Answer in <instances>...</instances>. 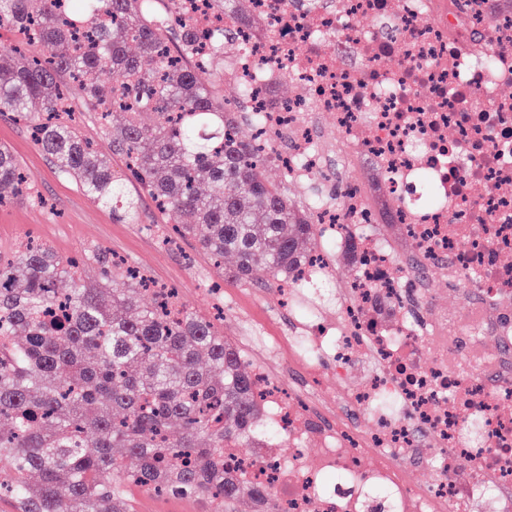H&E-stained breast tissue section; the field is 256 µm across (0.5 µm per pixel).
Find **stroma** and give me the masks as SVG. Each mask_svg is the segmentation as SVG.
Returning a JSON list of instances; mask_svg holds the SVG:
<instances>
[{"label": "stroma", "mask_w": 512, "mask_h": 512, "mask_svg": "<svg viewBox=\"0 0 512 512\" xmlns=\"http://www.w3.org/2000/svg\"><path fill=\"white\" fill-rule=\"evenodd\" d=\"M0 143L7 145L42 199L33 205L20 200L0 207V252L10 253L33 238L56 251L72 255L102 248L140 268L158 284L178 291L199 315L215 318L218 331L238 342L264 331L286 336L293 329L275 289L266 286L265 275L242 284L225 277L235 260H224L216 270L184 243L166 244V227L154 223V202L140 201V221L122 224L108 209L88 199L74 181L60 175L33 142L24 122L0 112ZM136 512H214V504L188 497L133 491Z\"/></svg>", "instance_id": "1"}]
</instances>
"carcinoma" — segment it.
<instances>
[{"instance_id":"carcinoma-1","label":"carcinoma","mask_w":512,"mask_h":512,"mask_svg":"<svg viewBox=\"0 0 512 512\" xmlns=\"http://www.w3.org/2000/svg\"><path fill=\"white\" fill-rule=\"evenodd\" d=\"M0 0V29L33 38L0 46V112L23 121L56 169L118 221L134 224L137 186L161 223L232 278L281 286L319 246L318 225L268 161L239 137L247 119L224 98L232 31L212 37L213 79L194 65L201 38L178 0ZM248 19L251 0H212ZM138 44L131 55L127 45ZM40 55L26 57L28 48ZM92 112L96 136L61 114ZM107 141L111 155L97 151ZM121 166H112V157ZM40 199L0 144V206ZM98 280L83 276L87 264ZM71 288L59 292L57 283ZM101 248L64 256L32 239L0 257V501L13 512H135L128 488L276 512L270 490L224 468V448H261L264 409L241 350L181 304L175 290ZM179 425L172 437L169 429Z\"/></svg>"}]
</instances>
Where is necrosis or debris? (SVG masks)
Wrapping results in <instances>:
<instances>
[{
  "label": "necrosis or debris",
  "mask_w": 512,
  "mask_h": 512,
  "mask_svg": "<svg viewBox=\"0 0 512 512\" xmlns=\"http://www.w3.org/2000/svg\"><path fill=\"white\" fill-rule=\"evenodd\" d=\"M312 2L252 0L249 22L180 4L199 33L237 30L224 82L256 148L306 189L322 235L358 252L349 287L287 339L313 386L252 364L265 425L289 451L228 448L224 466L272 486L277 512H512V0ZM288 83L296 93L272 101ZM325 116L340 132L329 145ZM322 174L341 198L310 195ZM431 267L455 306L431 303ZM336 276L320 250L278 294L292 306ZM417 466L434 473L423 490Z\"/></svg>",
  "instance_id": "1"
}]
</instances>
